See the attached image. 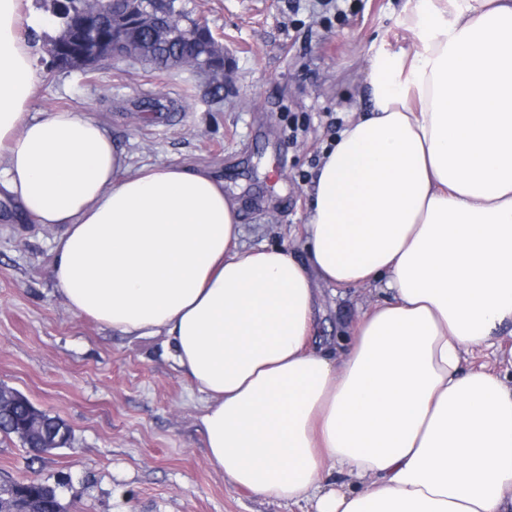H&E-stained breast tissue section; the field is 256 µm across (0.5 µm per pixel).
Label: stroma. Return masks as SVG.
I'll list each match as a JSON object with an SVG mask.
<instances>
[{
    "label": "stroma",
    "mask_w": 512,
    "mask_h": 512,
    "mask_svg": "<svg viewBox=\"0 0 512 512\" xmlns=\"http://www.w3.org/2000/svg\"><path fill=\"white\" fill-rule=\"evenodd\" d=\"M188 0L221 34L231 80L220 95L188 70L140 61L92 77L32 53L37 112H81L105 126L130 167L177 164L224 180L240 203L239 244L280 246L307 262L308 188L346 112L365 106L383 51L415 50L419 0ZM61 226L27 222L0 190V385L64 420L67 447L33 459L0 434V480L63 483L66 512H306L236 490L210 463L202 408L164 336L130 337L71 313L52 275ZM370 287L320 289L315 341L337 349L375 301Z\"/></svg>",
    "instance_id": "stroma-1"
}]
</instances>
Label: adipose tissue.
I'll return each instance as SVG.
<instances>
[{"instance_id": "1", "label": "adipose tissue", "mask_w": 512, "mask_h": 512, "mask_svg": "<svg viewBox=\"0 0 512 512\" xmlns=\"http://www.w3.org/2000/svg\"><path fill=\"white\" fill-rule=\"evenodd\" d=\"M0 0V187L59 225L69 310L164 335L212 464L313 512H512V386L469 366L512 326V0L420 10L382 52L309 192V264L238 245L211 172L130 168L104 126L33 114L40 78ZM371 286L340 351L312 346L319 284Z\"/></svg>"}]
</instances>
